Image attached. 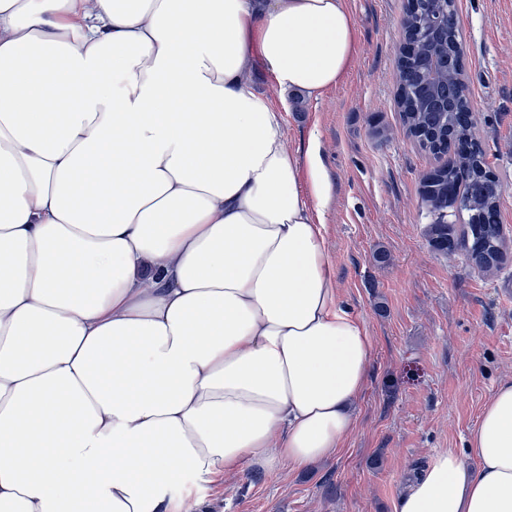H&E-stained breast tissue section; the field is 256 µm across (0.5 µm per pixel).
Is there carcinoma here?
<instances>
[{"mask_svg": "<svg viewBox=\"0 0 512 512\" xmlns=\"http://www.w3.org/2000/svg\"><path fill=\"white\" fill-rule=\"evenodd\" d=\"M446 4L423 3L404 17L406 27L420 36L417 51L398 60L400 116L407 135L425 151L439 155L448 152V145L467 137L460 123L462 101L447 105L441 98L448 93L446 74L456 67L457 50L455 22L448 31H431V15ZM437 58L448 73L437 74L433 88L425 85L428 73L425 58ZM426 201H435L438 208H453L465 217L463 224H449L437 217L426 226V237L433 251L440 254L461 252L478 271L490 274L502 268L509 259L504 227L499 223L500 186L488 166L479 142H470L469 153L458 154L455 162L433 170L423 185Z\"/></svg>", "mask_w": 512, "mask_h": 512, "instance_id": "carcinoma-1", "label": "carcinoma"}]
</instances>
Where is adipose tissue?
Instances as JSON below:
<instances>
[{"label": "adipose tissue", "mask_w": 512, "mask_h": 512, "mask_svg": "<svg viewBox=\"0 0 512 512\" xmlns=\"http://www.w3.org/2000/svg\"><path fill=\"white\" fill-rule=\"evenodd\" d=\"M346 0H0V512H196L342 448L374 340L317 133ZM394 512H512V380Z\"/></svg>", "instance_id": "1"}]
</instances>
